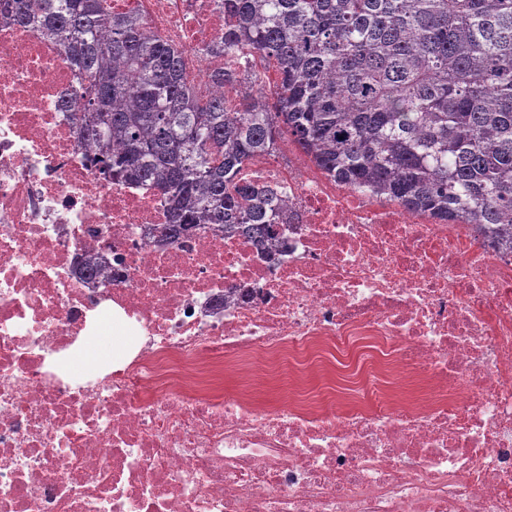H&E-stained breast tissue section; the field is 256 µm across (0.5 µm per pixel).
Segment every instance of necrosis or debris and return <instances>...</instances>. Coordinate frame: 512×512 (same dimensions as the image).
<instances>
[{"mask_svg":"<svg viewBox=\"0 0 512 512\" xmlns=\"http://www.w3.org/2000/svg\"><path fill=\"white\" fill-rule=\"evenodd\" d=\"M182 53L195 99L267 78L216 55L221 0H102ZM56 37L0 10V512H512V249L350 190L288 137L246 179L271 249L175 238L159 193L98 170ZM109 283L78 274L88 257ZM142 336L97 381L49 370L104 316ZM291 368L288 396L220 370ZM323 384L310 393L305 372Z\"/></svg>","mask_w":512,"mask_h":512,"instance_id":"1","label":"necrosis or debris"}]
</instances>
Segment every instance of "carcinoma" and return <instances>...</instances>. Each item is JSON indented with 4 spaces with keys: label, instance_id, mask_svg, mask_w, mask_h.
Wrapping results in <instances>:
<instances>
[{
    "label": "carcinoma",
    "instance_id": "obj_1",
    "mask_svg": "<svg viewBox=\"0 0 512 512\" xmlns=\"http://www.w3.org/2000/svg\"><path fill=\"white\" fill-rule=\"evenodd\" d=\"M81 76L102 171L169 202L168 234L221 224L276 237L273 193L238 180L288 134L324 173L408 211L494 224L512 242V0H222L224 53L276 63L263 89L196 105L176 47L99 0H10Z\"/></svg>",
    "mask_w": 512,
    "mask_h": 512
}]
</instances>
